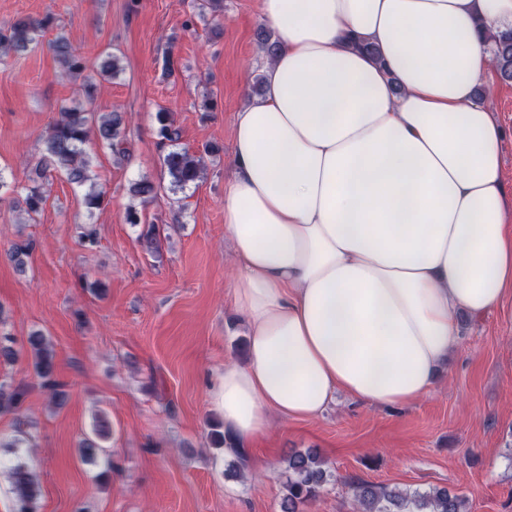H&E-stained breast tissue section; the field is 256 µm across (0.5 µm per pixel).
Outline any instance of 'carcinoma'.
Masks as SVG:
<instances>
[{"instance_id": "cac0c4a2", "label": "carcinoma", "mask_w": 512, "mask_h": 512, "mask_svg": "<svg viewBox=\"0 0 512 512\" xmlns=\"http://www.w3.org/2000/svg\"><path fill=\"white\" fill-rule=\"evenodd\" d=\"M53 27V18L45 16L16 20L0 25V62L12 54L34 49L39 37ZM55 59L67 77H83L82 96L91 103L95 99L96 84L84 75L86 61L77 54L68 38L59 33L51 42ZM497 73L512 79V31L501 34L495 42ZM157 135L160 144L169 147L163 165L175 188H184L201 180L206 170L204 157L177 148L179 129L174 126L169 113L156 112ZM124 118L120 112L95 113L76 103H63L58 108V119L49 127L44 138L41 155L33 168L28 183L18 191L20 203L29 216L39 214L47 201L46 184L49 175L56 173L78 186L89 185L85 204L90 209H100L105 203L106 192L96 188L92 162L83 145L95 137L112 150H118L124 137ZM161 186L143 179L131 186L130 192L143 200L157 196ZM33 352L34 375L47 391L50 400L63 405V383L55 377L54 357L49 341L39 332L28 338ZM24 391L0 383V413L18 412L23 403ZM7 471L13 493V512H36L40 487L33 463L17 455L10 459L0 457V470ZM330 473L325 460L311 450L292 453L287 460L286 480L283 482L281 512H298L300 504L315 498L328 481ZM355 512H466L463 496L445 488L427 491H409L366 482L353 484Z\"/></svg>"}]
</instances>
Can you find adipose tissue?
<instances>
[{"mask_svg":"<svg viewBox=\"0 0 512 512\" xmlns=\"http://www.w3.org/2000/svg\"><path fill=\"white\" fill-rule=\"evenodd\" d=\"M279 49L235 116L224 224L246 364L216 409L243 455L337 394L421 397L460 313L512 295V180L480 86L512 0H260Z\"/></svg>","mask_w":512,"mask_h":512,"instance_id":"adipose-tissue-1","label":"adipose tissue"}]
</instances>
